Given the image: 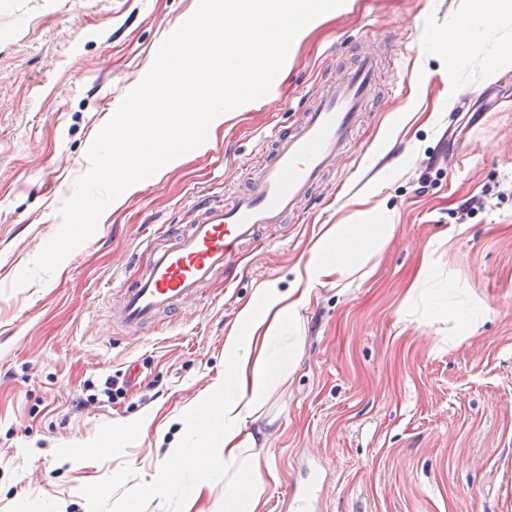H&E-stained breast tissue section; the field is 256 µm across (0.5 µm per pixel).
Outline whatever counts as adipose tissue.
<instances>
[{"mask_svg": "<svg viewBox=\"0 0 512 512\" xmlns=\"http://www.w3.org/2000/svg\"><path fill=\"white\" fill-rule=\"evenodd\" d=\"M510 16L512 0H470L464 25L449 24L439 47L458 67L467 51L495 46L482 72L483 83L494 82L505 61L512 60V46L496 44L498 21ZM394 232L381 207L358 212L349 224L323 225L293 287L271 279L256 288L224 337L223 380L176 416L180 435L167 447L165 465L148 491H134L129 506L136 510L147 496H174L180 512H197L215 478L224 482V512H260L270 468L262 454L267 442L262 422L302 357L312 293L320 286L344 288L355 277L370 276L372 260ZM433 254V247H426L400 317L409 325L449 323L444 341L454 347L471 337L489 309L459 281L443 277ZM187 470L196 471L195 480L184 481Z\"/></svg>", "mask_w": 512, "mask_h": 512, "instance_id": "obj_1", "label": "adipose tissue"}]
</instances>
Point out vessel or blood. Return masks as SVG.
I'll use <instances>...</instances> for the list:
<instances>
[{
	"label": "vessel or blood",
	"instance_id": "1",
	"mask_svg": "<svg viewBox=\"0 0 512 512\" xmlns=\"http://www.w3.org/2000/svg\"><path fill=\"white\" fill-rule=\"evenodd\" d=\"M381 78L377 56L365 51L343 74L313 86L302 119L274 135L247 189L225 203L199 202L185 228H163L164 245L147 242L150 260L131 286L118 290L109 307L112 323L139 336L161 318H177L217 273L238 266L245 249L261 246L267 231L305 211L324 175L348 154ZM284 507L312 512L314 501L293 484Z\"/></svg>",
	"mask_w": 512,
	"mask_h": 512
}]
</instances>
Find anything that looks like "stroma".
I'll use <instances>...</instances> for the list:
<instances>
[{"label":"stroma","mask_w":512,"mask_h":512,"mask_svg":"<svg viewBox=\"0 0 512 512\" xmlns=\"http://www.w3.org/2000/svg\"><path fill=\"white\" fill-rule=\"evenodd\" d=\"M199 0H0V512H116L161 464L172 419L224 375V332L254 288L292 273L321 225L385 207L395 234L373 273L317 289L302 360L272 408L264 512L321 460L315 512H512V68L481 86L424 49V32L462 21L466 0H349L289 52L272 94L215 130L130 196L74 250L59 277L13 283L52 238L110 112L148 72ZM392 49L376 111L301 218L240 270L217 275L181 319L143 336L113 326L112 289L134 278L156 225L201 194L227 200L263 161L261 132L303 114L310 84L361 49ZM456 84L466 105L448 101ZM480 196L484 207L460 217ZM490 310L465 343L440 345L399 318L424 249ZM124 380L87 407L89 384ZM154 412L113 444L112 424ZM96 447H89V440Z\"/></svg>","instance_id":"obj_1"}]
</instances>
